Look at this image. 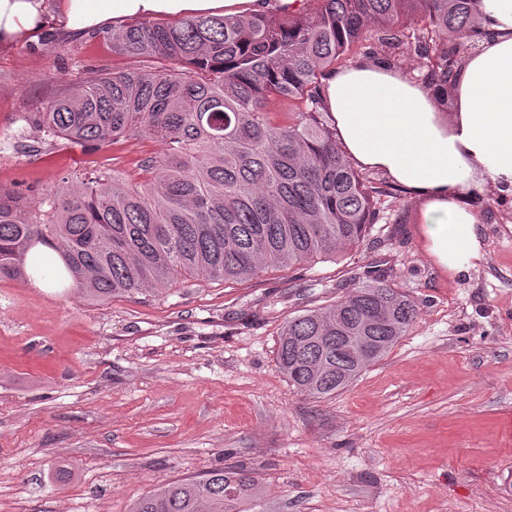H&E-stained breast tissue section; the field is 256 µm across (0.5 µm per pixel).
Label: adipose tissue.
Here are the masks:
<instances>
[{
  "label": "adipose tissue",
  "instance_id": "1",
  "mask_svg": "<svg viewBox=\"0 0 512 512\" xmlns=\"http://www.w3.org/2000/svg\"><path fill=\"white\" fill-rule=\"evenodd\" d=\"M307 0H60L71 33L136 19L299 14ZM482 36L459 64L442 108L431 87L360 57L326 72L325 109L336 143L360 169L382 173L420 202L427 252L449 278L485 258L472 203L492 189L512 197V0H472ZM44 0H0V43L35 38Z\"/></svg>",
  "mask_w": 512,
  "mask_h": 512
}]
</instances>
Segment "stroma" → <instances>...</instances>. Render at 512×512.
Masks as SVG:
<instances>
[{"instance_id": "1", "label": "stroma", "mask_w": 512, "mask_h": 512, "mask_svg": "<svg viewBox=\"0 0 512 512\" xmlns=\"http://www.w3.org/2000/svg\"><path fill=\"white\" fill-rule=\"evenodd\" d=\"M149 66L103 30L0 46V136L69 85ZM162 150L123 138L0 151V188L38 217L48 190L136 179ZM478 204L485 259L453 280L400 191L359 249L298 269L104 303L67 281L1 279L0 512H129L227 465L260 473L254 512H512V202L489 191ZM370 271L414 298L417 318L351 387L306 399L278 368L279 329Z\"/></svg>"}]
</instances>
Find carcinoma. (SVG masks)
<instances>
[{
  "label": "carcinoma",
  "instance_id": "cac0c4a2",
  "mask_svg": "<svg viewBox=\"0 0 512 512\" xmlns=\"http://www.w3.org/2000/svg\"><path fill=\"white\" fill-rule=\"evenodd\" d=\"M298 15L145 20L112 29V51L159 66L114 71L72 86L39 113L41 143L98 149L117 139L160 141L137 162L141 179L117 173L46 193L49 220L29 216L22 194L0 189V278H26L37 246L53 250L83 297L106 302L161 291L183 278L243 279L300 267L359 247L388 190L357 170L336 144L321 78L357 56L402 69L414 54L422 80L445 99L479 23L471 0H309ZM274 99L297 103L276 119ZM334 304L282 326L276 358L308 399L328 398L391 351L417 305L377 276ZM260 474L239 466L183 479L129 512H249Z\"/></svg>",
  "mask_w": 512,
  "mask_h": 512
}]
</instances>
